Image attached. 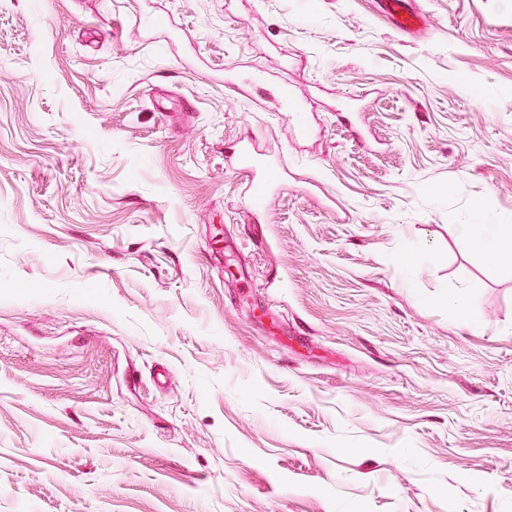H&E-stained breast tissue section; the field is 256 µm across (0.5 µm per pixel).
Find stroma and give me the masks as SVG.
Returning a JSON list of instances; mask_svg holds the SVG:
<instances>
[{
    "label": "stroma",
    "instance_id": "obj_1",
    "mask_svg": "<svg viewBox=\"0 0 512 512\" xmlns=\"http://www.w3.org/2000/svg\"><path fill=\"white\" fill-rule=\"evenodd\" d=\"M416 2L0 0V512H512V6ZM413 0H380L383 12L401 32L413 34L425 23L422 13L412 7ZM258 154L251 148L250 144H242L236 155V163L241 172L260 190L264 181L270 182L269 169L271 166L264 165ZM507 230V233L504 231ZM458 234L470 240L497 263L512 265V226L509 224H459Z\"/></svg>",
    "mask_w": 512,
    "mask_h": 512
}]
</instances>
